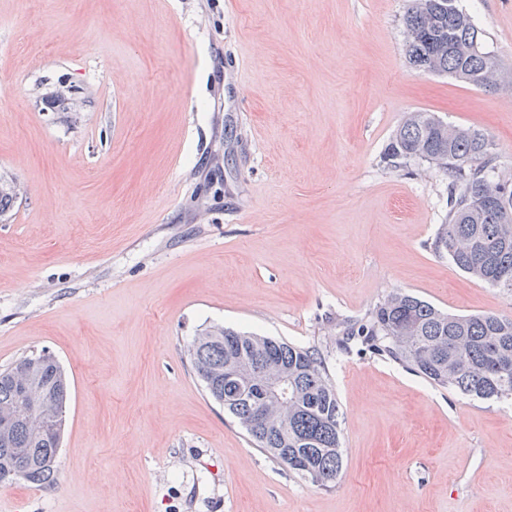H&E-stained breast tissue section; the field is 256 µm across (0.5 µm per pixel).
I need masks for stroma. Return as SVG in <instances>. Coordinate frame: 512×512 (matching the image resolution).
Returning a JSON list of instances; mask_svg holds the SVG:
<instances>
[{
  "mask_svg": "<svg viewBox=\"0 0 512 512\" xmlns=\"http://www.w3.org/2000/svg\"><path fill=\"white\" fill-rule=\"evenodd\" d=\"M512 71V0H460ZM406 0H0V369L51 353L71 399L50 485L0 512H512V404L343 338L389 293L512 317L433 242L448 177L395 166L407 113L512 170V87L405 60ZM222 325L312 347L343 474L302 480L208 395Z\"/></svg>",
  "mask_w": 512,
  "mask_h": 512,
  "instance_id": "stroma-1",
  "label": "stroma"
}]
</instances>
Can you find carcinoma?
Here are the masks:
<instances>
[{
  "label": "carcinoma",
  "mask_w": 512,
  "mask_h": 512,
  "mask_svg": "<svg viewBox=\"0 0 512 512\" xmlns=\"http://www.w3.org/2000/svg\"><path fill=\"white\" fill-rule=\"evenodd\" d=\"M403 36L406 60L420 72L484 89L512 87V73L484 48L480 29L457 0H407ZM390 157L424 160L448 174V221L435 238V252L470 277L512 292V173L497 169L494 141L432 112H410L394 133ZM15 199L14 183L1 178V216ZM343 335L362 337L435 385L512 400V318L449 314L397 290L365 320L344 322ZM189 355L208 395L255 447L305 480L336 483L344 463L339 404L318 352L214 325L194 338ZM256 360L288 376V404L258 383L225 395V370L243 371ZM69 400V378L49 353L0 371V483L55 481Z\"/></svg>",
  "instance_id": "obj_1"
}]
</instances>
